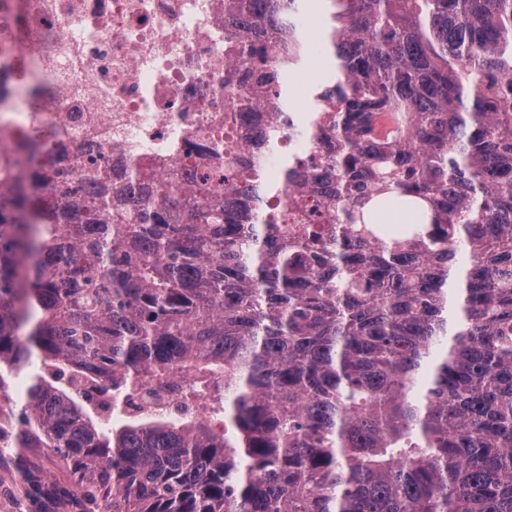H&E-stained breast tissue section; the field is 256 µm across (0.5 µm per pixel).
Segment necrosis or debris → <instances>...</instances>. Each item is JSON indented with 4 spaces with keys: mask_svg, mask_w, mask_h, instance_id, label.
Returning a JSON list of instances; mask_svg holds the SVG:
<instances>
[{
    "mask_svg": "<svg viewBox=\"0 0 512 512\" xmlns=\"http://www.w3.org/2000/svg\"><path fill=\"white\" fill-rule=\"evenodd\" d=\"M228 56L224 0H0V158L37 138L49 197L94 158L116 186L218 167Z\"/></svg>",
    "mask_w": 512,
    "mask_h": 512,
    "instance_id": "4bbe7bcc",
    "label": "necrosis or debris"
}]
</instances>
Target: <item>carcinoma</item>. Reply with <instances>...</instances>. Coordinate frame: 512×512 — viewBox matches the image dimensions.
I'll use <instances>...</instances> for the list:
<instances>
[{"instance_id":"obj_1","label":"carcinoma","mask_w":512,"mask_h":512,"mask_svg":"<svg viewBox=\"0 0 512 512\" xmlns=\"http://www.w3.org/2000/svg\"><path fill=\"white\" fill-rule=\"evenodd\" d=\"M306 0H224V170L39 207L0 165V448L71 512H512V0H319L329 69L292 112ZM224 201L211 202L215 184ZM417 210L393 227L379 210ZM185 381L184 407L92 417ZM17 452L26 456L30 461L50 477L67 480V474L58 466L56 458L46 448H18Z\"/></svg>"}]
</instances>
